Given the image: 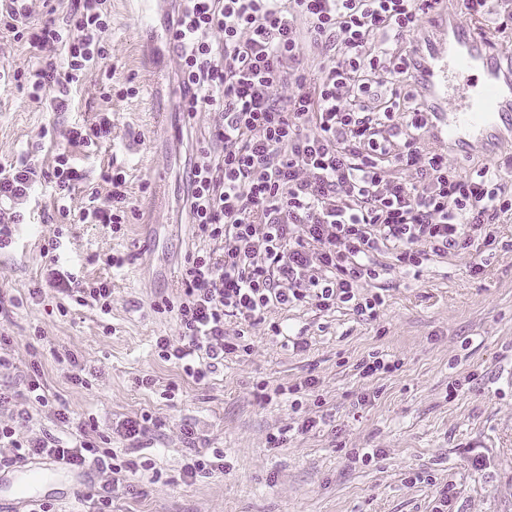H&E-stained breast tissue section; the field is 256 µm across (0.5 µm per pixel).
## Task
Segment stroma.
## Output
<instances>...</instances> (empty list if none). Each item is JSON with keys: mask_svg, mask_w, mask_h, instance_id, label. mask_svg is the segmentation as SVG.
<instances>
[{"mask_svg": "<svg viewBox=\"0 0 512 512\" xmlns=\"http://www.w3.org/2000/svg\"><path fill=\"white\" fill-rule=\"evenodd\" d=\"M113 88L134 86L137 96L100 99L92 83L73 93L66 112H50L16 86L0 87V163L31 154L51 163L64 129L91 123L112 108V141L73 150L86 175L69 205L79 210L86 186L101 187V170L118 162L126 173L130 206L119 229L106 224L45 223L54 199L30 207L19 242L0 254V292L27 296L47 274L44 238L62 230L68 261L87 281H110L112 311L62 305L47 288L33 304L0 319L15 363L0 372V390L20 394L31 372L29 351L41 353L42 379L70 412L98 420L109 436L118 419L150 412L161 429L142 441L163 476L135 478L114 500L112 512H435L438 491L451 490V512H512V218L498 228L499 243L486 252L480 273L466 255L436 258L415 279L392 272L382 280L385 305L369 319L345 309L324 313L310 305L272 309L268 323L287 338L253 330L250 352L225 359L204 383L186 378L158 358L153 341L176 336L173 313L162 300L180 294L188 255L202 249L185 201V158L207 137L212 114L195 119L176 112L180 87L168 68L162 89L143 61L144 50L165 44L167 13L153 29L141 28L133 0H111ZM122 254L116 270L106 255ZM302 347H293V339ZM94 374L82 388L69 379L67 355ZM371 354L395 361V371L362 377L358 364ZM152 375L153 389L137 380ZM317 384L308 401L327 414L325 425L301 433L300 416L280 386L304 378ZM178 386L174 400L165 389ZM273 398L261 397V388ZM194 428L186 439L184 428ZM280 434L278 447L268 439ZM224 451V469L186 479L190 448ZM372 453L363 461L364 453Z\"/></svg>", "mask_w": 512, "mask_h": 512, "instance_id": "35a3bbf8", "label": "stroma"}]
</instances>
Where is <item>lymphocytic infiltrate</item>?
I'll return each instance as SVG.
<instances>
[{
  "mask_svg": "<svg viewBox=\"0 0 512 512\" xmlns=\"http://www.w3.org/2000/svg\"><path fill=\"white\" fill-rule=\"evenodd\" d=\"M460 14L512 29V0H456ZM440 0H176L170 36L178 47V108L210 112L214 124L187 172L189 216L212 249L193 254L177 301L165 302L177 337L155 351L202 382L227 355L250 352L246 338L274 308L342 307L376 318L381 293H365L393 269L419 274L435 258L469 255L472 272L512 213L500 169L457 172L448 152L425 147L434 115L416 87L412 41ZM107 0H25L0 8V30L33 50L24 68L0 67V81H24L30 99L67 111L74 86L95 76L112 95ZM112 138V111L66 130L67 150L46 167L29 155L0 164V251L15 242L28 205L50 189L61 218L123 223L126 174H101L106 197L90 193L78 212L66 204L83 180L69 147ZM391 255L392 265L380 263ZM50 287L74 303L112 310L109 282L75 268ZM234 319L235 332L225 322ZM72 437L28 434L26 408L0 422V466L55 460L99 479L93 512H111L128 478L150 459H120L94 437V421L73 422Z\"/></svg>",
  "mask_w": 512,
  "mask_h": 512,
  "instance_id": "lymphocytic-infiltrate-1",
  "label": "lymphocytic infiltrate"
}]
</instances>
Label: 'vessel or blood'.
<instances>
[{
  "label": "vessel or blood",
  "mask_w": 512,
  "mask_h": 512,
  "mask_svg": "<svg viewBox=\"0 0 512 512\" xmlns=\"http://www.w3.org/2000/svg\"><path fill=\"white\" fill-rule=\"evenodd\" d=\"M415 46L420 92L432 102L438 143L461 152L491 151L512 140V63L457 11L453 0L434 16ZM69 468L48 460L0 473V498L16 507L39 501V486L68 476Z\"/></svg>",
  "instance_id": "obj_1"
}]
</instances>
